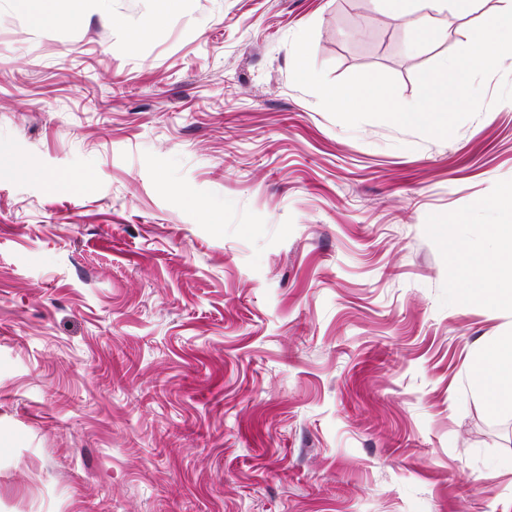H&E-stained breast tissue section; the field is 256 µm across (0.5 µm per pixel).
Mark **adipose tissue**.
Listing matches in <instances>:
<instances>
[{
    "mask_svg": "<svg viewBox=\"0 0 512 512\" xmlns=\"http://www.w3.org/2000/svg\"><path fill=\"white\" fill-rule=\"evenodd\" d=\"M394 17L413 16L407 40L414 50L435 34V21L448 6L467 12L473 0H383ZM512 273V224H494L489 228V247L467 259V276L461 291L468 297L512 313V287L503 284ZM470 378L478 388L489 411L512 408V335L499 336L485 343L471 367Z\"/></svg>",
    "mask_w": 512,
    "mask_h": 512,
    "instance_id": "ef3b65f1",
    "label": "adipose tissue"
}]
</instances>
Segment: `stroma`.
<instances>
[{"mask_svg":"<svg viewBox=\"0 0 512 512\" xmlns=\"http://www.w3.org/2000/svg\"><path fill=\"white\" fill-rule=\"evenodd\" d=\"M510 7L410 52L380 0H0V512H512L469 379L512 317L456 292L512 220V63L439 140L334 119L291 45L412 102ZM58 0H16L26 13L31 14L41 25L53 26L60 22L76 23L81 18L82 5L85 0H72L70 13L62 15L58 12Z\"/></svg>","mask_w":512,"mask_h":512,"instance_id":"35a3bbf8","label":"stroma"}]
</instances>
